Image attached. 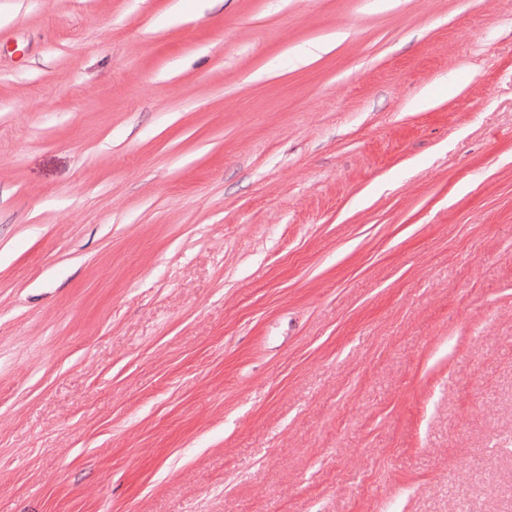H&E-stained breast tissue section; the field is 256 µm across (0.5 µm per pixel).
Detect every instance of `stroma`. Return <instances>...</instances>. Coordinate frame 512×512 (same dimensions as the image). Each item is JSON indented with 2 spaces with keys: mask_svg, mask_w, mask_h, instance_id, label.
<instances>
[{
  "mask_svg": "<svg viewBox=\"0 0 512 512\" xmlns=\"http://www.w3.org/2000/svg\"><path fill=\"white\" fill-rule=\"evenodd\" d=\"M0 512H512V0H0Z\"/></svg>",
  "mask_w": 512,
  "mask_h": 512,
  "instance_id": "stroma-1",
  "label": "stroma"
}]
</instances>
